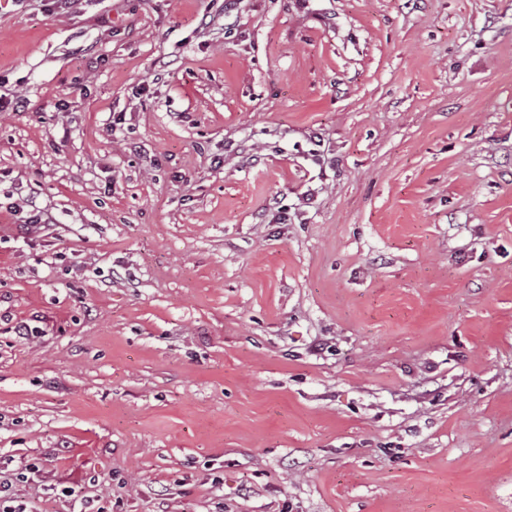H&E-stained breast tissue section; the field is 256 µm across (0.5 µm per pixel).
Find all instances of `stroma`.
I'll return each mask as SVG.
<instances>
[{
	"mask_svg": "<svg viewBox=\"0 0 512 512\" xmlns=\"http://www.w3.org/2000/svg\"><path fill=\"white\" fill-rule=\"evenodd\" d=\"M0 96L1 497L512 512V0H0Z\"/></svg>",
	"mask_w": 512,
	"mask_h": 512,
	"instance_id": "35a3bbf8",
	"label": "stroma"
}]
</instances>
